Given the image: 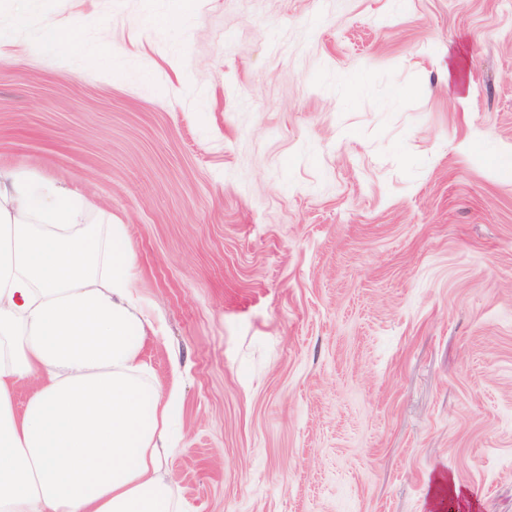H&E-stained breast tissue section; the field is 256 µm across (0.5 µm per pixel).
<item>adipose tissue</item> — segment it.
<instances>
[{"mask_svg":"<svg viewBox=\"0 0 512 512\" xmlns=\"http://www.w3.org/2000/svg\"><path fill=\"white\" fill-rule=\"evenodd\" d=\"M78 191L0 171V512H180L178 391L141 359L121 224ZM30 384L23 410L18 385Z\"/></svg>","mask_w":512,"mask_h":512,"instance_id":"1","label":"adipose tissue"}]
</instances>
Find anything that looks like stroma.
<instances>
[{
	"label": "stroma",
	"mask_w": 512,
	"mask_h": 512,
	"mask_svg": "<svg viewBox=\"0 0 512 512\" xmlns=\"http://www.w3.org/2000/svg\"><path fill=\"white\" fill-rule=\"evenodd\" d=\"M509 154L512 0H0V169L125 226L183 512H512ZM72 38V27L49 23L43 29V41L52 49H61L69 46Z\"/></svg>",
	"instance_id": "1"
}]
</instances>
